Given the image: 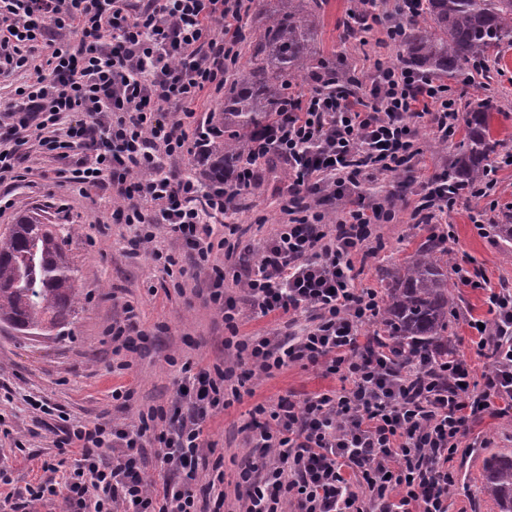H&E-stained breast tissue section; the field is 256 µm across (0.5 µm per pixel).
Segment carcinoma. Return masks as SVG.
Segmentation results:
<instances>
[{
  "label": "carcinoma",
  "instance_id": "cac0c4a2",
  "mask_svg": "<svg viewBox=\"0 0 512 512\" xmlns=\"http://www.w3.org/2000/svg\"><path fill=\"white\" fill-rule=\"evenodd\" d=\"M280 7L255 5L265 22L243 39L248 55L236 77L224 83V145L216 181L245 157L248 141L276 118L281 99L317 61L315 17L319 0H277ZM399 62L425 76L470 82L468 66L502 45L512 46V0H424L422 11L398 33ZM319 62V61H317ZM319 67L330 69L326 61ZM486 103L466 110L465 134L456 145L448 178L474 186L487 175L501 142L490 133ZM439 242L422 243L391 275L380 325L387 336L413 349L448 351V261ZM76 270L64 239L38 213L20 216L0 237V321L29 334L67 320L78 303ZM481 493L498 512H512V449L483 459Z\"/></svg>",
  "mask_w": 512,
  "mask_h": 512
}]
</instances>
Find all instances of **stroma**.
<instances>
[{"label": "stroma", "instance_id": "1", "mask_svg": "<svg viewBox=\"0 0 512 512\" xmlns=\"http://www.w3.org/2000/svg\"><path fill=\"white\" fill-rule=\"evenodd\" d=\"M353 0H324L317 19L315 46L319 56L337 61L348 76L368 82L375 61L394 65L399 49L383 31L367 34L365 40L345 38L344 23ZM501 74L484 79L476 75L470 86L452 84L458 110L490 99L495 108L492 135L502 140L503 152L512 153V47L504 49ZM415 180L391 189L387 201L396 212L393 223L382 229L383 248L378 258L368 260L362 274L364 286L385 289L383 271L407 261L417 245L432 233L445 235L444 248L451 264L477 270L488 287L512 290V244L498 236L495 227L512 222V165L498 166L490 198L460 196L438 226L416 224L411 213L422 195V178L446 170L455 145L438 144L428 128L419 130ZM22 180L0 182V195L9 196L14 206L0 217V235L7 233L17 218L30 210H42L48 223L57 225L65 238L66 252L77 270L81 301L73 316L50 332L24 336L0 323V416L10 421L11 437L0 435V467L14 483H0V512H10L6 497L12 488L23 487L42 474L41 463L51 448L52 434L35 427L26 400L36 396L62 408L71 418L94 422L105 417L117 423H133L139 410L168 407L174 398V382L181 363L204 362L233 367L234 352L225 341L230 330L202 298L209 286L207 275L187 272L166 275L145 254H133L127 225L112 220L111 190H94L81 197L69 186L58 185L55 162L36 147L20 151ZM288 197V172L277 164L264 172L250 190L248 206L235 215L246 232L239 249L257 259L260 246L281 224V207ZM482 211L483 228H476L469 215ZM456 314L449 320L448 344L482 374L489 361L477 352L468 327L470 320L492 322L485 289L462 285L450 275ZM133 305L139 322L149 334L137 352L117 353L108 336L112 324L122 321L126 305ZM126 360L130 370H117ZM337 379L324 377L312 366L293 364L270 377H257L240 390L239 399L210 418L204 428L206 441L224 457V512H243L245 491L238 488V473L250 453L246 428L256 404H275L278 398L306 395L337 387ZM134 391L130 407L119 410L112 399L115 388ZM22 440L24 450L14 447ZM512 448V416L486 415L470 423L454 459L455 484L448 496L449 512H497L494 503L480 495L482 458L486 449Z\"/></svg>", "mask_w": 512, "mask_h": 512}]
</instances>
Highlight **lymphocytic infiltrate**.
Listing matches in <instances>:
<instances>
[{
  "mask_svg": "<svg viewBox=\"0 0 512 512\" xmlns=\"http://www.w3.org/2000/svg\"><path fill=\"white\" fill-rule=\"evenodd\" d=\"M253 0H0V76L20 78L19 104L0 109L10 145L0 148V180L16 168L18 147L36 141L52 156L55 175L80 195L111 188L112 219L137 225L133 249L165 273L179 263L155 248L158 232L181 240L196 268L212 279L208 301L237 329L241 309L224 295L214 252L232 258L224 224L242 193L275 159L288 167L283 224L264 240L259 263L240 262L233 276L250 311L308 314L300 332L235 340L252 374L271 376L292 363L339 377L338 389L256 405L253 437L263 464L240 473L245 512H448L451 462L470 421L512 414V292L489 289L493 330L469 327L492 360L475 383L456 354L438 364L405 352L363 328L376 321L381 298L356 284L355 256H370L382 225L395 215L359 198L364 182L408 171L419 155L417 123L441 140L459 122L448 85L413 70L376 63L370 89L359 94L323 85L289 93L278 119L248 148L235 179L221 186L173 175L163 159H203L223 127L198 117L202 97L224 92L240 56L239 23ZM223 35H216L215 26ZM352 199L329 219L326 202ZM448 175L425 183L414 213L441 223L454 205ZM172 412L149 408L136 423L66 422L55 431L53 458L39 482L17 491L12 512L62 497L64 512H211L224 505L223 457L208 458L204 424L226 409L232 370L184 363ZM167 479L161 491L144 476L147 442ZM209 480L201 491L199 471Z\"/></svg>",
  "mask_w": 512,
  "mask_h": 512,
  "instance_id": "lymphocytic-infiltrate-1",
  "label": "lymphocytic infiltrate"
}]
</instances>
